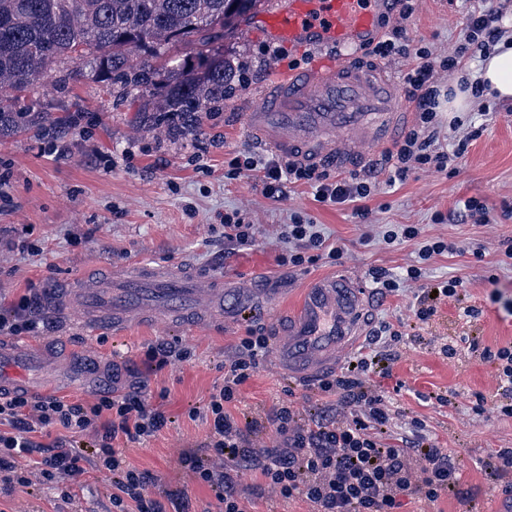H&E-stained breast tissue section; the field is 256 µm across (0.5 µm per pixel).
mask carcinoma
<instances>
[{"instance_id":"1","label":"carcinoma","mask_w":512,"mask_h":512,"mask_svg":"<svg viewBox=\"0 0 512 512\" xmlns=\"http://www.w3.org/2000/svg\"><path fill=\"white\" fill-rule=\"evenodd\" d=\"M262 0H0V136L64 123L61 104L37 93L51 77L62 85L89 63L107 89L137 90L147 111L171 126L224 104L231 64L224 39ZM169 45L182 62H160Z\"/></svg>"}]
</instances>
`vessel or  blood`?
Here are the masks:
<instances>
[{
  "label": "vessel or blood",
  "instance_id": "obj_1",
  "mask_svg": "<svg viewBox=\"0 0 512 512\" xmlns=\"http://www.w3.org/2000/svg\"><path fill=\"white\" fill-rule=\"evenodd\" d=\"M378 0H277L252 23L275 42L305 48L334 44L340 60L273 83L245 116L256 145L303 164L342 166L378 148L408 114L395 78L356 51L379 33ZM89 332L104 324L223 317L229 289L165 269H137L125 279H98L58 295ZM364 289L346 275L313 282L286 326L274 330V352L288 375L311 378L335 369L363 337ZM42 359L24 345L0 344V395L41 391Z\"/></svg>",
  "mask_w": 512,
  "mask_h": 512
}]
</instances>
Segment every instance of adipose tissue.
<instances>
[{
	"mask_svg": "<svg viewBox=\"0 0 512 512\" xmlns=\"http://www.w3.org/2000/svg\"><path fill=\"white\" fill-rule=\"evenodd\" d=\"M475 78L488 83L489 89L498 98L512 100V41L496 44L486 59L480 61L476 71H461L448 90V109L452 112H464L469 108L470 97L462 88V81Z\"/></svg>",
	"mask_w": 512,
	"mask_h": 512,
	"instance_id": "adipose-tissue-1",
	"label": "adipose tissue"
}]
</instances>
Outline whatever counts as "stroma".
<instances>
[{"mask_svg":"<svg viewBox=\"0 0 512 512\" xmlns=\"http://www.w3.org/2000/svg\"><path fill=\"white\" fill-rule=\"evenodd\" d=\"M466 18L464 0H417L407 23L412 47L452 53L464 41ZM269 44L261 30L248 26L225 41L226 58L249 64V79H232L223 110L201 113L196 127L158 122L138 94L107 93L86 66L78 80L53 93L70 105L71 126L1 138L0 175L9 184L0 192V313L13 308L29 285L56 289L138 263L180 265L199 280L245 293L262 289L264 302L238 301L220 321L133 322L117 330L104 327L90 339L66 311H36L45 330L32 342L49 359L47 393L81 400L141 382L151 395H164L172 423L156 437L125 444V456L157 475L161 486L184 487L196 512H216L213 493L185 475L178 452L203 446L209 425L202 417L189 419L188 412L202 407L223 383L224 359L247 328L268 332L274 323H287L315 278L342 274L367 283L372 271L397 276L420 265V280L406 283L404 292L373 295L363 321L365 342L389 359L390 376L375 377L374 383L392 403L393 433H405L411 419L422 420L426 435L449 449L461 468L454 490L434 503L412 502L407 512H500L512 498L490 479L484 462L491 450L512 448V418L498 413L504 399L497 367L478 352L512 344V265L503 261L512 246V101L486 107L476 100L458 117L440 106L435 147L471 139L456 173L416 170L405 182L381 185L363 221L351 206L317 202L306 185L289 186L286 198L277 200L267 194L261 172L225 178V160L253 147L243 113L276 77L288 74L289 59L309 64L334 55L330 44L292 47L288 60L279 61L266 54ZM470 197L487 204L490 223L452 221L459 202ZM229 210L255 231L252 245L231 252L224 249L220 223ZM296 215L343 249L341 261L323 259L304 270L278 264L281 232ZM401 224L417 226L418 238L386 245L387 227ZM426 239L454 243L457 251L420 261ZM455 278L461 282L457 296L438 303L430 319L419 320L416 295ZM467 307L474 316H464ZM383 322L393 324L401 339L374 338ZM161 338L190 350L191 359L152 369L144 353ZM448 347L453 355H445ZM86 353L95 358L93 375L53 366L54 360ZM286 398L306 415L336 407L317 382L289 378L268 355L242 386L237 408L263 421ZM61 489L59 483L32 479L0 494V512H113L109 472L89 471L82 484L72 486L71 501H62Z\"/></svg>","mask_w":512,"mask_h":512,"instance_id":"stroma-1","label":"stroma"}]
</instances>
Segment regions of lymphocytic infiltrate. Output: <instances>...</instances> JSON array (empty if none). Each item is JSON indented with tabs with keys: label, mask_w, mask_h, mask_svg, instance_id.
<instances>
[{
	"label": "lymphocytic infiltrate",
	"mask_w": 512,
	"mask_h": 512,
	"mask_svg": "<svg viewBox=\"0 0 512 512\" xmlns=\"http://www.w3.org/2000/svg\"><path fill=\"white\" fill-rule=\"evenodd\" d=\"M387 10L394 21H381L380 38L365 50L377 60L413 55L404 85L405 98L416 114L415 125L374 163L392 186L417 169L447 171L467 144L462 141L452 151L440 150L430 133L438 114V80L458 70L463 50L442 57L424 47L410 48L406 23L416 11L415 0H388ZM502 19L495 7L470 9L465 43L487 53L505 32ZM256 170L262 171L270 197L283 198L288 185L302 183L314 189L316 201L352 205L361 218L368 215L365 199L378 190L372 174L334 176L327 168L277 155L238 154L228 161L226 175L232 179ZM284 238L287 246L278 257L284 266L305 269L319 258L336 262L343 256L342 249L327 244L315 225L299 219L289 225ZM269 348L264 330L248 329L224 361L223 384L209 394L202 410L189 412L193 418L204 415L209 425L207 452L181 450L179 462L190 479L211 488L219 512H249L250 500L242 484L246 477L264 482L282 499H306L315 512H402L406 500L433 503L458 484V463L448 449L423 435L420 420H412L409 434L398 444H389L391 410L386 395L371 381L375 374L388 376L389 369L369 346L319 382L321 392L336 396L339 414L306 418L290 403L281 402L267 419L276 435L275 445L252 447L247 435L257 431L259 423L241 421L232 406L259 356ZM168 423L161 404L152 402L141 385L124 393L107 388L83 401L24 393L0 398V487L9 491L26 485L22 460L33 454L44 480L73 484L82 482L85 463L92 458L112 475L115 512H193L184 490L159 487L157 476L130 466L121 448L122 443L156 436ZM57 426L77 436L92 435V456L60 438L50 444L34 440V433Z\"/></svg>",
	"instance_id": "lymphocytic-infiltrate-1"
}]
</instances>
